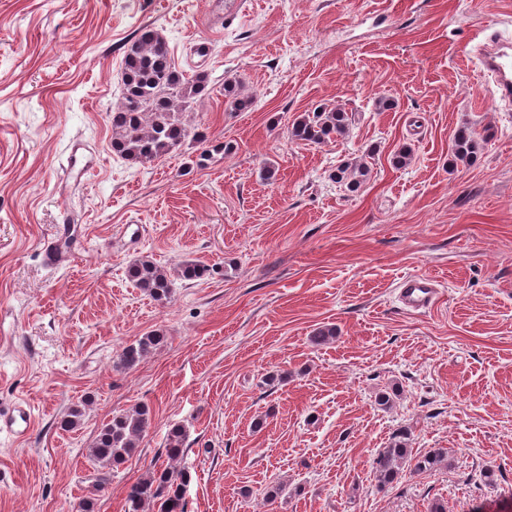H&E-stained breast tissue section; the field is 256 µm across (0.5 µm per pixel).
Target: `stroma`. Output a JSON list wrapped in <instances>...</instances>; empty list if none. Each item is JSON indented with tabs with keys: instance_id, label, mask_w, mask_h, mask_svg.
Segmentation results:
<instances>
[{
	"instance_id": "35a3bbf8",
	"label": "stroma",
	"mask_w": 512,
	"mask_h": 512,
	"mask_svg": "<svg viewBox=\"0 0 512 512\" xmlns=\"http://www.w3.org/2000/svg\"><path fill=\"white\" fill-rule=\"evenodd\" d=\"M205 9L0 0V411L34 415L25 437L0 434V512H124L176 426L187 512H512V111L467 55L512 29V0H245L201 57ZM145 27L209 83L180 149L133 164L110 113ZM336 105L343 137L291 139L294 118ZM463 125L490 135L467 163L451 153ZM75 142L93 162L77 180ZM355 160L369 176L352 192L334 174ZM48 239L66 267L44 265ZM142 256L209 273L156 301L126 276ZM416 273L441 293L413 313L395 289ZM324 325L336 341L313 345ZM146 334L164 341L117 368ZM139 405L148 428L100 480L98 431ZM402 431L452 464L379 489L373 459Z\"/></svg>"
}]
</instances>
